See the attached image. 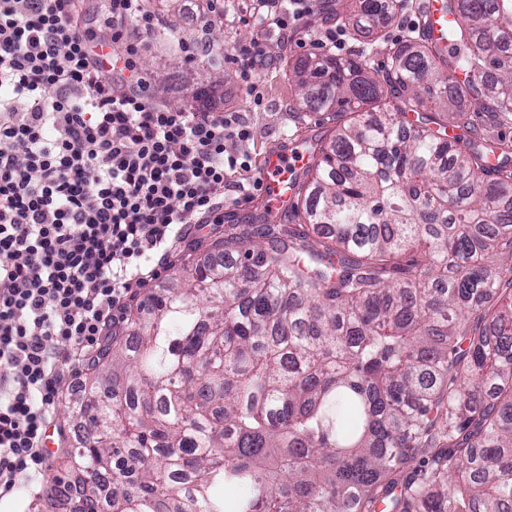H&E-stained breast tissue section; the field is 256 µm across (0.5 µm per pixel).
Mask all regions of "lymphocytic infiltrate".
Segmentation results:
<instances>
[{
    "instance_id": "obj_1",
    "label": "lymphocytic infiltrate",
    "mask_w": 512,
    "mask_h": 512,
    "mask_svg": "<svg viewBox=\"0 0 512 512\" xmlns=\"http://www.w3.org/2000/svg\"><path fill=\"white\" fill-rule=\"evenodd\" d=\"M0 0V498L34 480L79 367L189 237L224 221L248 163L234 113L174 109L150 91L131 30L143 0Z\"/></svg>"
}]
</instances>
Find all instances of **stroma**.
I'll return each instance as SVG.
<instances>
[{
	"label": "stroma",
	"instance_id": "1",
	"mask_svg": "<svg viewBox=\"0 0 512 512\" xmlns=\"http://www.w3.org/2000/svg\"><path fill=\"white\" fill-rule=\"evenodd\" d=\"M422 0H406L403 13L378 30L358 31L353 0H311L310 11L296 21L288 36L273 28H260L264 12L259 0H237L224 15L217 34H210L196 0H178L173 13L165 15V35H137L138 67L151 78V92L172 108L207 112H236L249 125L248 140L237 142V152L249 160L248 171L235 174L224 190L225 224H246L262 212L261 191L253 182L262 175V160L271 149L305 152L307 144L331 139L335 123L316 112L295 107V84L290 63L311 52H320L317 40L327 29L345 33L346 47L340 55L365 62L369 67L388 68V53L405 40L407 26L422 23ZM208 38L212 54L188 59L177 57L179 40ZM262 39L266 61L257 66L252 80L257 95L246 92L235 56L241 46ZM82 472L61 467L49 457L38 479L23 484L17 496L8 498V512H45L64 485L80 481Z\"/></svg>",
	"mask_w": 512,
	"mask_h": 512
}]
</instances>
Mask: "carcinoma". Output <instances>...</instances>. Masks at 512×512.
Instances as JSON below:
<instances>
[{
  "label": "carcinoma",
  "mask_w": 512,
  "mask_h": 512,
  "mask_svg": "<svg viewBox=\"0 0 512 512\" xmlns=\"http://www.w3.org/2000/svg\"><path fill=\"white\" fill-rule=\"evenodd\" d=\"M442 8L446 45L409 37L383 74L291 66L299 105L344 118L295 182L299 228L214 238L89 365L98 434L62 463L110 467L83 491L112 512L512 506V149L436 118L512 117V0Z\"/></svg>",
  "instance_id": "carcinoma-1"
}]
</instances>
